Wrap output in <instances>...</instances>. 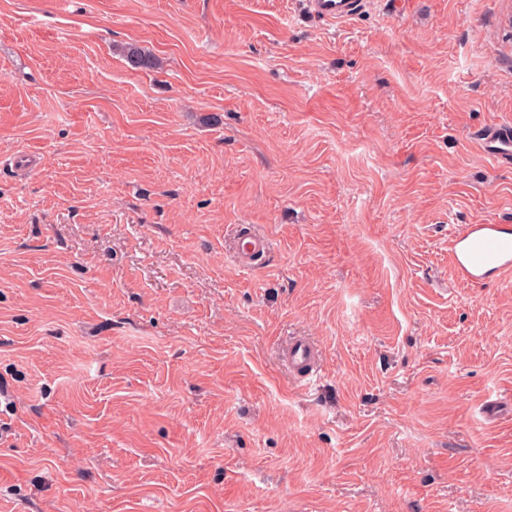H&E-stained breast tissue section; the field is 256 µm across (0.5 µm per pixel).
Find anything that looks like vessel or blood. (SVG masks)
Here are the masks:
<instances>
[{
  "label": "vessel or blood",
  "instance_id": "obj_1",
  "mask_svg": "<svg viewBox=\"0 0 512 512\" xmlns=\"http://www.w3.org/2000/svg\"><path fill=\"white\" fill-rule=\"evenodd\" d=\"M369 3L370 0H306V8L318 19L338 23L355 17ZM476 137L493 147L496 159H512L511 123L480 129ZM456 240V248L450 251V262L459 280L471 282L492 270L502 274L512 272V240L504 236L500 225H467L457 234ZM269 249L270 242L266 237L252 233L239 239L235 260L249 268L257 256L267 253ZM318 359V348L304 336L293 338L285 354L289 369L305 380L312 376Z\"/></svg>",
  "mask_w": 512,
  "mask_h": 512
}]
</instances>
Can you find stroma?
I'll use <instances>...</instances> for the list:
<instances>
[{
    "label": "stroma",
    "instance_id": "35a3bbf8",
    "mask_svg": "<svg viewBox=\"0 0 512 512\" xmlns=\"http://www.w3.org/2000/svg\"><path fill=\"white\" fill-rule=\"evenodd\" d=\"M506 15L0 0V512H512ZM478 140L495 149L494 157L508 162L512 159V124L505 123L490 129H480L475 133ZM497 224H469L455 235L457 249L450 251V262L460 281L471 282L488 271L512 272V242ZM486 270V271H484ZM270 250L269 240L256 233L248 234L238 241L235 260L239 265L251 268L255 258ZM319 359L318 348L305 336H297L288 344L285 361L299 378L308 380Z\"/></svg>",
    "mask_w": 512,
    "mask_h": 512
}]
</instances>
